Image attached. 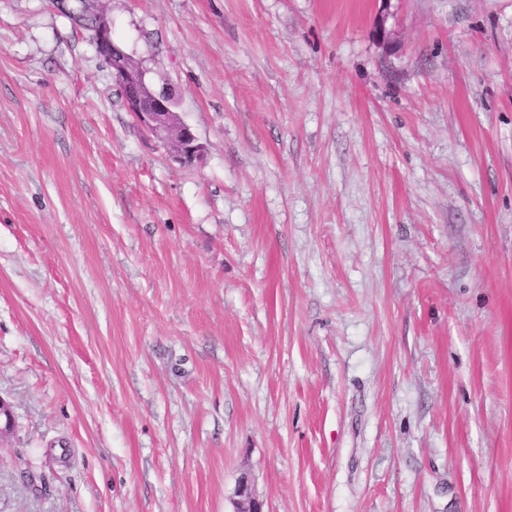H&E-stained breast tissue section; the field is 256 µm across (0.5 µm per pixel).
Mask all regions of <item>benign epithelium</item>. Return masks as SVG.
Instances as JSON below:
<instances>
[{
    "instance_id": "1",
    "label": "benign epithelium",
    "mask_w": 512,
    "mask_h": 512,
    "mask_svg": "<svg viewBox=\"0 0 512 512\" xmlns=\"http://www.w3.org/2000/svg\"><path fill=\"white\" fill-rule=\"evenodd\" d=\"M92 41L122 90L128 110L139 123L179 161L191 163L199 159L202 146L192 129L178 122L173 98L166 92L149 89L142 66L114 44L111 23L103 12L92 30ZM235 496V512H263V503L248 479L239 480Z\"/></svg>"
}]
</instances>
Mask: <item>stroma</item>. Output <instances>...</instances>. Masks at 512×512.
<instances>
[{
	"instance_id": "1",
	"label": "stroma",
	"mask_w": 512,
	"mask_h": 512,
	"mask_svg": "<svg viewBox=\"0 0 512 512\" xmlns=\"http://www.w3.org/2000/svg\"><path fill=\"white\" fill-rule=\"evenodd\" d=\"M203 147L0 0V512H512V0H101ZM235 496V512H264L263 503L256 497L248 479L239 480Z\"/></svg>"
}]
</instances>
